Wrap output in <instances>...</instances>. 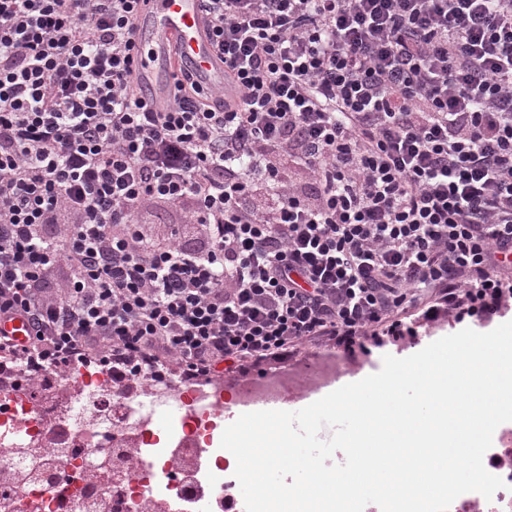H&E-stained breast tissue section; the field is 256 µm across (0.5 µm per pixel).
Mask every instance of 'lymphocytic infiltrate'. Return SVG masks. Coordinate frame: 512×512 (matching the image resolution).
<instances>
[{
  "label": "lymphocytic infiltrate",
  "instance_id": "f902f5d3",
  "mask_svg": "<svg viewBox=\"0 0 512 512\" xmlns=\"http://www.w3.org/2000/svg\"><path fill=\"white\" fill-rule=\"evenodd\" d=\"M138 2L0 0L1 359L207 382L512 305V0H200L237 96L165 112Z\"/></svg>",
  "mask_w": 512,
  "mask_h": 512
}]
</instances>
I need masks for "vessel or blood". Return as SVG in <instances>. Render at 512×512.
I'll use <instances>...</instances> for the list:
<instances>
[{
  "label": "vessel or blood",
  "instance_id": "b4317fda",
  "mask_svg": "<svg viewBox=\"0 0 512 512\" xmlns=\"http://www.w3.org/2000/svg\"><path fill=\"white\" fill-rule=\"evenodd\" d=\"M135 30L136 79L154 111H166L174 79L185 68L208 89L223 92L224 64L199 0H146L137 13Z\"/></svg>",
  "mask_w": 512,
  "mask_h": 512
}]
</instances>
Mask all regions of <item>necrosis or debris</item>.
<instances>
[{
  "label": "necrosis or debris",
  "mask_w": 512,
  "mask_h": 512,
  "mask_svg": "<svg viewBox=\"0 0 512 512\" xmlns=\"http://www.w3.org/2000/svg\"><path fill=\"white\" fill-rule=\"evenodd\" d=\"M348 361L324 352L259 378L207 383L119 378L98 366L44 374L31 396L23 374L0 382V512H234L218 476L224 451L214 431L231 406L335 387ZM181 410L180 432L160 440L153 413ZM485 458L505 483L492 499L476 492L454 512H512V426Z\"/></svg>",
  "instance_id": "4bbe7bcc"
}]
</instances>
